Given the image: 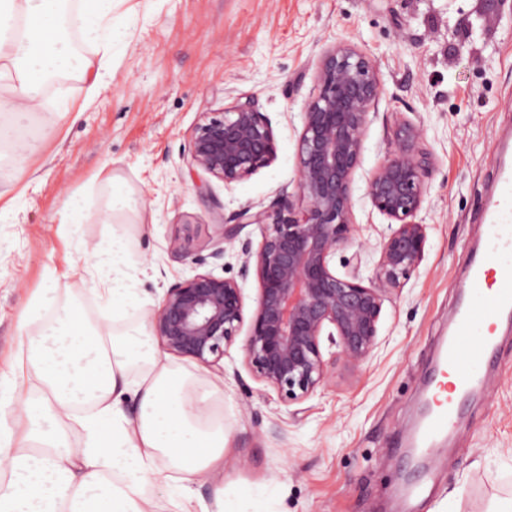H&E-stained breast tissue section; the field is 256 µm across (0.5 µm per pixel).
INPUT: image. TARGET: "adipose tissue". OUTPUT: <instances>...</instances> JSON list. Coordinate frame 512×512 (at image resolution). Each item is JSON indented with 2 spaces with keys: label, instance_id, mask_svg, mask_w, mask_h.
<instances>
[{
  "label": "adipose tissue",
  "instance_id": "obj_1",
  "mask_svg": "<svg viewBox=\"0 0 512 512\" xmlns=\"http://www.w3.org/2000/svg\"><path fill=\"white\" fill-rule=\"evenodd\" d=\"M117 2L81 0L74 9L69 0H0V82L12 89L14 109L44 108L49 76L91 68L71 30L111 57L124 39L110 24ZM83 258L111 274L106 301L123 323L85 321L51 288L31 303V314L51 316L21 344L18 370L0 374V512H157L159 482L186 512L189 483L224 467V420L211 406L218 387L173 367L143 324L124 320L131 298L122 236ZM24 380L39 397H19ZM130 392L138 399L132 414L121 406ZM69 421L81 442L70 440Z\"/></svg>",
  "mask_w": 512,
  "mask_h": 512
}]
</instances>
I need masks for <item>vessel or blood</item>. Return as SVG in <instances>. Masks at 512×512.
<instances>
[{"label":"vessel or blood","instance_id":"1","mask_svg":"<svg viewBox=\"0 0 512 512\" xmlns=\"http://www.w3.org/2000/svg\"><path fill=\"white\" fill-rule=\"evenodd\" d=\"M496 186L483 208L485 253L473 261L462 303L430 384L418 442L428 447L461 418L462 403L488 381L500 322L512 319V144L496 148Z\"/></svg>","mask_w":512,"mask_h":512}]
</instances>
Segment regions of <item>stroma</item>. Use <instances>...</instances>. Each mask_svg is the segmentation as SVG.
<instances>
[{
  "mask_svg": "<svg viewBox=\"0 0 512 512\" xmlns=\"http://www.w3.org/2000/svg\"><path fill=\"white\" fill-rule=\"evenodd\" d=\"M126 32L112 51L109 87L90 96L92 75L49 82V107L0 111L24 128L26 161L0 143V372L39 328L29 301L54 288L101 321L96 270L70 274L84 246L126 242L131 319L149 322L166 289L200 270L239 275L236 251L210 257L216 226L249 205L276 206L294 190L302 114L317 94L323 52L346 39L372 57L382 96L370 115L353 181L355 243L337 252V274L372 276L388 219L367 179L396 148V122L423 132L430 157L418 220L425 258L384 300L377 347L359 366L337 363L330 381L287 404L245 364V335L219 367L171 356L200 381L220 385L229 448L224 471L191 486L196 512H217L264 487L253 512H512V323L499 327L487 387L435 447L411 438L425 378L462 304L483 238L479 208L491 189L494 145L512 131V0H122ZM253 98L278 145L275 162L224 185L190 166L206 113ZM68 104L69 113L53 109ZM139 202L111 214L113 184ZM87 218L69 228V199Z\"/></svg>",
  "mask_w": 512,
  "mask_h": 512,
  "instance_id": "35a3bbf8",
  "label": "stroma"
}]
</instances>
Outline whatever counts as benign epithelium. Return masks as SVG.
Segmentation results:
<instances>
[{"instance_id": "7a95c632", "label": "benign epithelium", "mask_w": 512, "mask_h": 512, "mask_svg": "<svg viewBox=\"0 0 512 512\" xmlns=\"http://www.w3.org/2000/svg\"><path fill=\"white\" fill-rule=\"evenodd\" d=\"M319 90L303 113L298 139L296 191L303 207L235 214L220 224L211 257L234 248L242 223L261 228L257 250L241 243V277L255 271L257 309L250 320L245 358L253 375L276 390L285 403L306 400L326 383L332 365L364 362L376 346L387 293L420 266L426 225L416 221L427 192L429 162L420 147L422 132L398 124L397 145L369 176L371 205L392 223L380 244L374 275L360 266L339 276L331 260L351 244L352 184L361 163L369 115L382 93L376 63L348 40L324 51L317 73ZM277 158L273 129L252 98L214 112L191 140V167L229 186ZM242 285L204 271L172 284L151 320L153 336L166 351L207 366L224 358L244 324ZM334 328L337 359L321 349L326 327Z\"/></svg>"}]
</instances>
